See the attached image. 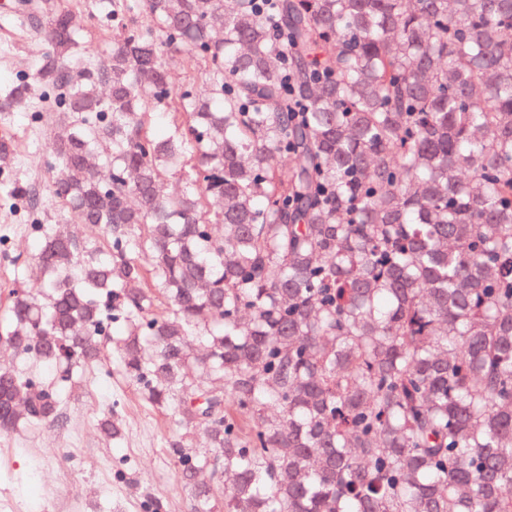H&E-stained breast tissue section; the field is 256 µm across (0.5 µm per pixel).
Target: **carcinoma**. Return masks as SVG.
I'll return each mask as SVG.
<instances>
[{
    "label": "carcinoma",
    "mask_w": 512,
    "mask_h": 512,
    "mask_svg": "<svg viewBox=\"0 0 512 512\" xmlns=\"http://www.w3.org/2000/svg\"><path fill=\"white\" fill-rule=\"evenodd\" d=\"M19 9L48 50L0 109L37 84L74 120L0 327L55 380L1 367L0 430L115 351L194 512H512V0H108L77 75L70 8ZM181 49L207 95L173 91Z\"/></svg>",
    "instance_id": "cac0c4a2"
}]
</instances>
